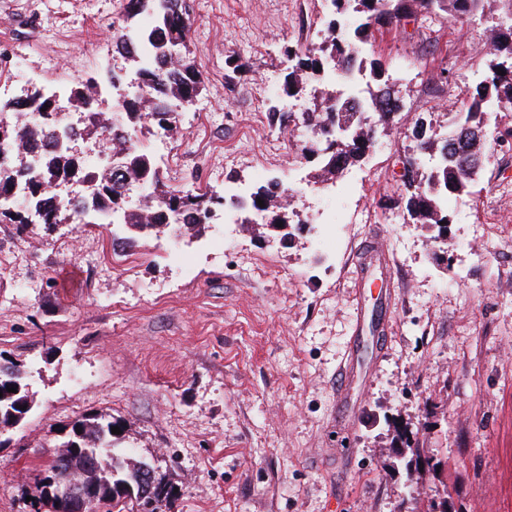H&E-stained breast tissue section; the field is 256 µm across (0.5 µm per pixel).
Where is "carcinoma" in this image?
Instances as JSON below:
<instances>
[{
  "mask_svg": "<svg viewBox=\"0 0 512 512\" xmlns=\"http://www.w3.org/2000/svg\"><path fill=\"white\" fill-rule=\"evenodd\" d=\"M504 16L492 22V59L484 79L475 87L465 111L454 121V130L474 129L465 137L435 139L420 133L412 147L414 153L437 152L439 162L422 183L413 178L405 181L408 196L405 210L414 224L447 229L448 213L443 201L449 196H463L471 192L475 176L485 165L483 138L477 133L485 127L486 114L492 104L512 108V0H497ZM334 13L358 18L354 29H348L337 19L329 21L324 40L316 48H295L293 65L284 75L283 91L294 95L302 84L303 75L311 72L328 79L331 71H352V62L364 52V45L372 38L376 25H398L409 17H429L440 12L448 20L457 21L484 14L488 0H331ZM142 13L152 16L148 28L138 26L136 18ZM112 40L115 52L131 67L129 77L134 80L135 92L126 103L121 122L125 130L135 127H158L164 131L177 128L178 112L194 105L203 90L195 61L189 48L188 0H125L123 12L117 21ZM179 47V56L173 58L165 49ZM99 84L93 79L76 82L72 98L84 114V127L97 131ZM369 98L358 100L352 106L335 95L322 92L319 101L302 113V123L317 134L303 148V154L318 161V171L326 179H333L347 166L360 161L372 146L377 135L393 124V113L399 109L398 99L391 97L386 87L368 88ZM0 112H18L32 115L29 123L12 127L0 124V150H13L14 163L0 166V202L7 201L18 181L30 184L32 204L40 211L38 223L52 230L59 224L83 223L84 216L97 214L100 223L111 221L124 233V242L171 224L194 233L209 223L214 206L224 204V198L208 191L174 190L165 181L163 172L143 141L133 143L128 137H112V151L127 157L125 171L115 169L98 177L83 164V160L64 151L54 143L53 130L59 116L48 99L33 92L13 101L0 102ZM26 138L40 141L45 146L40 166L22 173L15 159L23 153L20 142ZM62 182L82 183L90 187L86 199L74 205L62 199L51 189ZM275 194L265 186L251 195L249 209L261 211L267 223H299L298 213L287 203L274 201ZM263 200L259 206L257 200ZM0 363L9 371L0 369V425L16 427L33 408L27 377L19 363L0 355ZM14 387L16 392L7 391ZM117 426L112 416L85 414L64 427V442H70L90 453L92 470L89 479L96 485V494L102 501L113 499L117 512H163L172 497V486L165 477L155 474V481L163 498L144 500L132 508L122 498H112L118 478L135 479L141 463H132L119 449L120 437L111 432ZM397 446L408 451L405 462L408 481L425 468L440 475V461L424 453L412 442L404 430L397 431ZM71 465L63 462L62 454L52 453L43 462L41 477L69 476Z\"/></svg>",
  "mask_w": 512,
  "mask_h": 512,
  "instance_id": "1",
  "label": "carcinoma"
}]
</instances>
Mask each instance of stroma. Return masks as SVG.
<instances>
[{
    "instance_id": "1",
    "label": "stroma",
    "mask_w": 512,
    "mask_h": 512,
    "mask_svg": "<svg viewBox=\"0 0 512 512\" xmlns=\"http://www.w3.org/2000/svg\"><path fill=\"white\" fill-rule=\"evenodd\" d=\"M203 90L185 136L148 137L177 190H299L291 239L236 223L147 236L124 250L95 224L0 223V353L20 360L32 411L0 445V512H33L40 462L59 428L112 415L132 461L175 489L168 512H423L451 494L462 512H512V110L490 107L488 160L450 200L447 243L410 223L402 160L419 116H454L487 71L490 16L407 20L376 34L368 58L401 100L388 133L336 179L302 154L307 95L283 92L286 47L325 35L329 0H190ZM122 0H0V100L30 75L72 86L111 70ZM278 105L287 120H270ZM380 238L384 272L360 244ZM265 261L248 275L247 257ZM81 277L64 288L60 271ZM393 276L383 350L362 351L350 410L335 388L356 304L377 308ZM417 435L442 477L408 485L393 426Z\"/></svg>"
}]
</instances>
